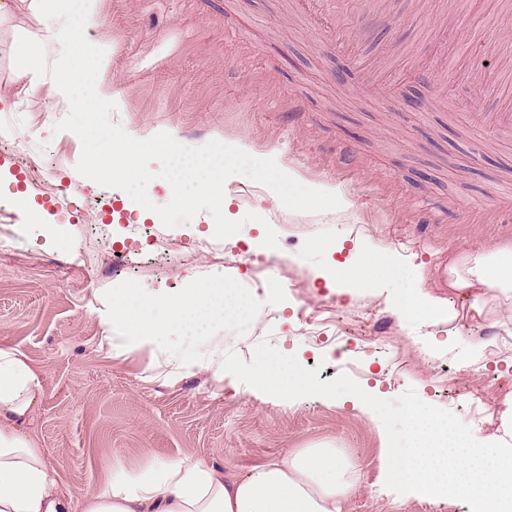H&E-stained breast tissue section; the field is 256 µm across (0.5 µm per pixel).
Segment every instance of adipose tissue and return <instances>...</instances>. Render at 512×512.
<instances>
[{
  "label": "adipose tissue",
  "mask_w": 512,
  "mask_h": 512,
  "mask_svg": "<svg viewBox=\"0 0 512 512\" xmlns=\"http://www.w3.org/2000/svg\"><path fill=\"white\" fill-rule=\"evenodd\" d=\"M448 287L474 303H512V251L483 248L448 268ZM141 341L161 327L131 315L113 296L100 314ZM44 380L18 350L0 347V512H345L359 481L337 449L305 448L225 476L208 460H157L132 473L115 467L95 490L75 500L63 490L33 430Z\"/></svg>",
  "instance_id": "adipose-tissue-1"
}]
</instances>
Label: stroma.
<instances>
[{"label":"stroma","instance_id":"35a3bbf8","mask_svg":"<svg viewBox=\"0 0 512 512\" xmlns=\"http://www.w3.org/2000/svg\"><path fill=\"white\" fill-rule=\"evenodd\" d=\"M11 2L0 17V198L20 181L52 205L41 210L46 238L29 222L0 220V346L43 374L35 431L64 488L82 498L116 465L136 471L202 456L232 476L330 446L361 481L347 512H465L428 498L402 506L382 493L386 433L369 408L283 402L221 363L229 351L250 360L266 340L318 369L319 380L345 373L382 399L412 389L455 412L478 441L496 434L512 400V360L486 355L492 336L512 332V305L472 311L450 297L440 270L484 246L512 250V137L473 123L512 95L474 79L512 54V16L493 17L488 0H472L462 46L446 56L430 36L429 0H386L372 25L341 0L337 13L361 33L352 59L314 37L295 0H98L85 35L110 47L101 84L117 105L112 122L135 138L166 132L188 146L218 140L272 157L352 202L293 212L269 188L233 176L225 215L244 225L218 240L202 234L213 224L206 212L147 237L123 210L125 192L77 172L79 137L53 130L67 105L52 81L30 90L14 63L19 37L43 22L28 0ZM409 57L428 73L363 86L359 62ZM297 104L306 121L293 126ZM343 146L359 168L338 165ZM427 211L435 223H422ZM269 227L274 249L262 245ZM158 239L171 252L157 254ZM116 252L127 255L126 269L113 267ZM342 255L375 267L377 284L348 278ZM116 288L134 314L166 324L186 288L243 306L216 312L203 334L143 343L100 320ZM406 288L451 312L401 314L396 295Z\"/></svg>","mask_w":512,"mask_h":512}]
</instances>
